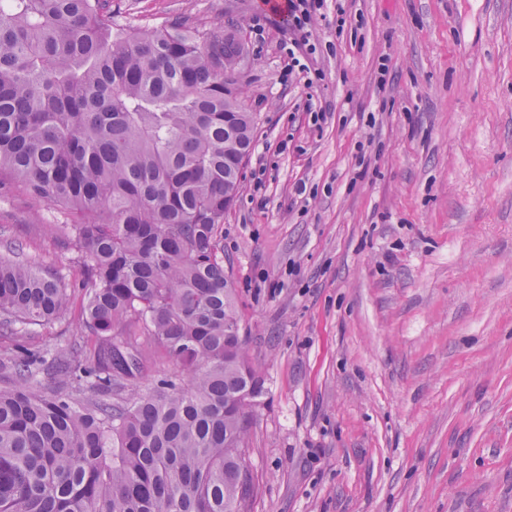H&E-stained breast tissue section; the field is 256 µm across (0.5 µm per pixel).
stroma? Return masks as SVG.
<instances>
[{
  "instance_id": "1",
  "label": "stroma",
  "mask_w": 512,
  "mask_h": 512,
  "mask_svg": "<svg viewBox=\"0 0 512 512\" xmlns=\"http://www.w3.org/2000/svg\"><path fill=\"white\" fill-rule=\"evenodd\" d=\"M345 9L326 0L292 75L268 0H112L133 27L234 15L249 47L224 270L266 389L252 512H512V0ZM69 221L0 194L65 274L43 228Z\"/></svg>"
}]
</instances>
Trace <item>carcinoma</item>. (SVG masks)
I'll list each match as a JSON object with an SVG mask.
<instances>
[{"instance_id":"obj_1","label":"carcinoma","mask_w":512,"mask_h":512,"mask_svg":"<svg viewBox=\"0 0 512 512\" xmlns=\"http://www.w3.org/2000/svg\"><path fill=\"white\" fill-rule=\"evenodd\" d=\"M247 56L222 23L132 28L112 0L0 9V189L74 217L75 267L0 225V512H251L263 386L222 247L254 144ZM73 316L80 341L28 349ZM170 364L179 378L140 392L146 366Z\"/></svg>"}]
</instances>
